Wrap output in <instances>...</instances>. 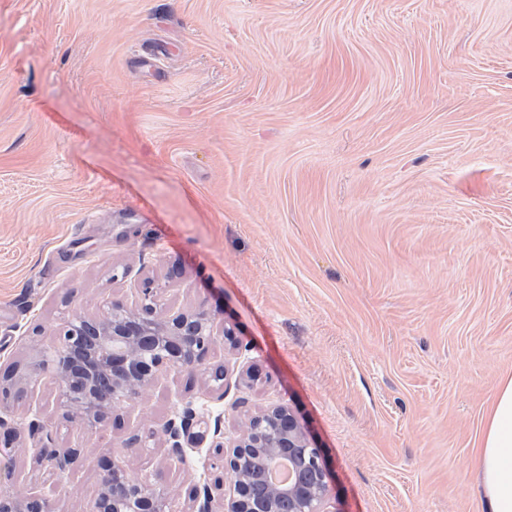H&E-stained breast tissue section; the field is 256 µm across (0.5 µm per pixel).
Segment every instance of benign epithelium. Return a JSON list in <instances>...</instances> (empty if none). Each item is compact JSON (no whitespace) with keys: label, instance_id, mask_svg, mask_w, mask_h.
Instances as JSON below:
<instances>
[{"label":"benign epithelium","instance_id":"benign-epithelium-1","mask_svg":"<svg viewBox=\"0 0 512 512\" xmlns=\"http://www.w3.org/2000/svg\"><path fill=\"white\" fill-rule=\"evenodd\" d=\"M214 340L210 312L162 307L152 280L146 278L137 307L114 300L101 316H74L60 329L52 355L33 367L16 366L1 376L0 400L25 392L33 377L47 374L57 384L62 417L82 429L97 430L112 418L117 404L141 398L156 374L199 366ZM195 416L189 402L180 422L171 421L164 428L173 455H181V434ZM209 438L223 474L233 484L224 512H325L322 504L328 492V471L319 449L310 446L288 408L269 407L250 417L229 443L223 440L217 422L213 431L194 434L198 443ZM284 447L290 451L292 467L304 471V480L294 477L286 485L270 486L263 498L253 497L247 471L251 456L263 449L272 467L281 461ZM79 456L78 448L46 446L40 449L39 461L60 472L70 469ZM214 488L224 489V482L218 478L215 487L206 485L194 491L191 512H213ZM0 512H55V505L36 491L18 496L0 488ZM89 512H169L167 487L159 475L139 478L127 460L110 459L100 474Z\"/></svg>","mask_w":512,"mask_h":512}]
</instances>
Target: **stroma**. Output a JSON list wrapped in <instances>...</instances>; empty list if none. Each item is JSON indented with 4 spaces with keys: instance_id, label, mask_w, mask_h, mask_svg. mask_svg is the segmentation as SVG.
Masks as SVG:
<instances>
[{
    "instance_id": "stroma-1",
    "label": "stroma",
    "mask_w": 512,
    "mask_h": 512,
    "mask_svg": "<svg viewBox=\"0 0 512 512\" xmlns=\"http://www.w3.org/2000/svg\"><path fill=\"white\" fill-rule=\"evenodd\" d=\"M147 277L240 348L97 432L33 378L0 401V484L87 512L132 442L188 512L221 471L165 424L191 401L230 440L283 404L326 512H484L473 446L512 370V0H0V373ZM226 366L256 377L217 387ZM48 438L71 470L38 466Z\"/></svg>"
}]
</instances>
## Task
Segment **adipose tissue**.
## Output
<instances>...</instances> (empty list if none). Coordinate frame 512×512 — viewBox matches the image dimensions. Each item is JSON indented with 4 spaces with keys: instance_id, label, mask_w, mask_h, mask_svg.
Masks as SVG:
<instances>
[{
    "instance_id": "obj_1",
    "label": "adipose tissue",
    "mask_w": 512,
    "mask_h": 512,
    "mask_svg": "<svg viewBox=\"0 0 512 512\" xmlns=\"http://www.w3.org/2000/svg\"><path fill=\"white\" fill-rule=\"evenodd\" d=\"M473 459L487 512H512V372L490 400Z\"/></svg>"
}]
</instances>
